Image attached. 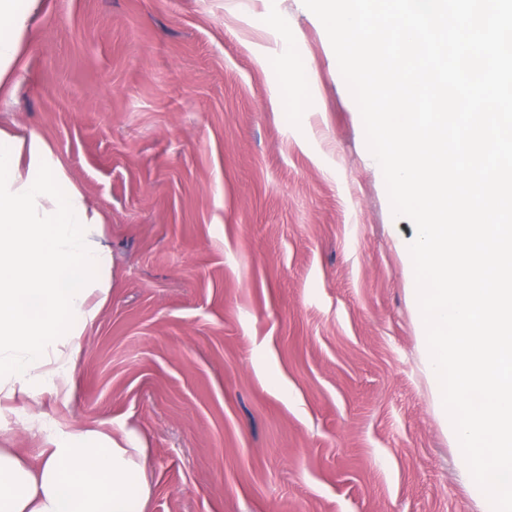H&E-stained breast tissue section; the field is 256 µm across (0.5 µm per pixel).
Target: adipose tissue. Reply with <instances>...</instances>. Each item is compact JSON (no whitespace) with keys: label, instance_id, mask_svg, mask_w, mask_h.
Segmentation results:
<instances>
[{"label":"adipose tissue","instance_id":"1","mask_svg":"<svg viewBox=\"0 0 512 512\" xmlns=\"http://www.w3.org/2000/svg\"><path fill=\"white\" fill-rule=\"evenodd\" d=\"M38 0H0V91ZM104 219L50 145L0 130V397L71 401L80 339L111 292ZM149 450L133 431L55 427L34 457L0 448V512H148Z\"/></svg>","mask_w":512,"mask_h":512}]
</instances>
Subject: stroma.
Wrapping results in <instances>:
<instances>
[{
  "instance_id": "1",
  "label": "stroma",
  "mask_w": 512,
  "mask_h": 512,
  "mask_svg": "<svg viewBox=\"0 0 512 512\" xmlns=\"http://www.w3.org/2000/svg\"><path fill=\"white\" fill-rule=\"evenodd\" d=\"M0 128L106 217L108 302L69 404L149 450L150 512H485L436 412L360 111L302 0H43Z\"/></svg>"
}]
</instances>
